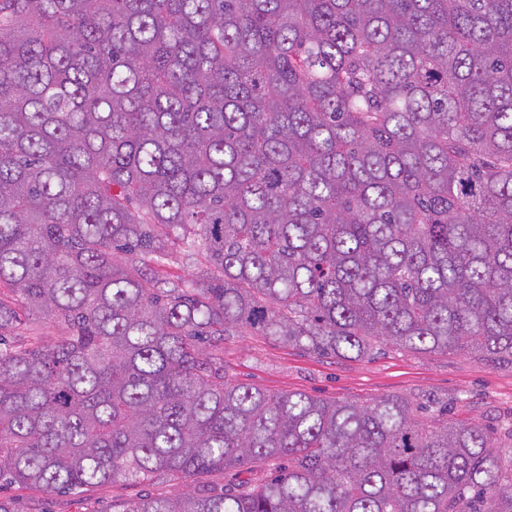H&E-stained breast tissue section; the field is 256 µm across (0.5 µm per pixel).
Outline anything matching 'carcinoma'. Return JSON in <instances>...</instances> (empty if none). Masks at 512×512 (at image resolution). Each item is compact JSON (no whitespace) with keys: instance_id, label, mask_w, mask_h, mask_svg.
<instances>
[{"instance_id":"1","label":"carcinoma","mask_w":512,"mask_h":512,"mask_svg":"<svg viewBox=\"0 0 512 512\" xmlns=\"http://www.w3.org/2000/svg\"><path fill=\"white\" fill-rule=\"evenodd\" d=\"M2 282L0 480L248 465L112 512H512L483 424L221 350L512 366V0H0ZM41 332L44 336H59L63 332V326L51 319L31 320L24 319L16 329V338L29 336L32 333ZM252 475L253 472L250 466H245L228 472L225 475V479L224 471H216L209 473L207 476L202 477L200 481L205 485L219 489L221 487H224V483H231L237 485L244 484L245 482L251 479Z\"/></svg>"}]
</instances>
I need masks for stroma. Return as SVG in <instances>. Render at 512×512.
<instances>
[{"label": "stroma", "instance_id": "1", "mask_svg": "<svg viewBox=\"0 0 512 512\" xmlns=\"http://www.w3.org/2000/svg\"><path fill=\"white\" fill-rule=\"evenodd\" d=\"M224 378L270 392H304L328 400L369 402L383 395L434 394L459 416L492 426L502 449L512 448L504 427L512 422V367L481 364L465 352L414 355L395 351L363 359L323 358L246 333L224 341ZM143 485L96 487L80 495H49L17 485L0 487L15 512H112L118 500Z\"/></svg>", "mask_w": 512, "mask_h": 512}]
</instances>
